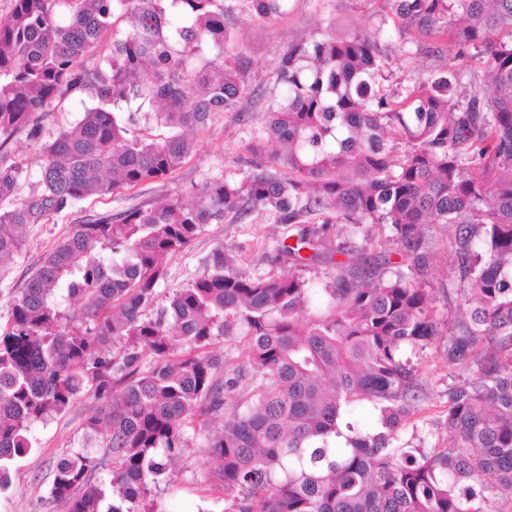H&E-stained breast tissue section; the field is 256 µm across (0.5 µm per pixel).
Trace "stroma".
<instances>
[{
	"mask_svg": "<svg viewBox=\"0 0 512 512\" xmlns=\"http://www.w3.org/2000/svg\"><path fill=\"white\" fill-rule=\"evenodd\" d=\"M377 9L373 0H292L288 13L270 22L240 14L234 20V37L225 45L224 54L243 61L256 82L261 83L271 77L279 56L288 46L315 31L328 16H335L352 28ZM383 49L393 80L410 84L426 77L430 59L414 54L412 48L400 47L395 41L384 44ZM90 102L84 91L58 99L46 111L37 113L36 134L22 129L0 146V157L22 169L18 199H25L37 185L43 144L74 123L83 106ZM266 121L264 101L258 95H250L239 111L216 115L206 129L197 133L193 154L174 173L130 190L119 189L85 199L40 223L27 225L21 253L5 277L0 278V323H7L19 289L74 225L133 208L147 209L162 200L187 202L208 179L241 176L248 169L247 145L251 136ZM285 232L283 225L271 223L262 212L245 222L228 216L222 223L203 225L189 247L169 261L166 275L157 287V306H165L169 296L192 283L218 249L234 255L239 268L248 273L285 272V265L273 249L275 240ZM431 234V257L424 280L435 298L437 319L448 323L455 319L458 310L457 284L446 263L452 229L439 225ZM447 343V337H434L424 351L410 356L417 370L419 398L399 432L400 443L419 437L427 444L440 445L448 437L444 426L448 388L463 383L469 373L448 365L444 357ZM99 407L98 400L85 395L67 412L35 426L36 446L13 466L10 487L0 493V512H65L49 493L54 470L62 458L74 452L89 449L102 454L101 438L86 428L87 420ZM223 422V416L204 411L189 419L185 425L187 446L157 481L149 484L141 501L145 512H224V493L214 484L215 464L208 457L209 439L220 431Z\"/></svg>",
	"mask_w": 512,
	"mask_h": 512,
	"instance_id": "35a3bbf8",
	"label": "stroma"
}]
</instances>
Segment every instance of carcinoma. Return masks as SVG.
<instances>
[{
	"mask_svg": "<svg viewBox=\"0 0 512 512\" xmlns=\"http://www.w3.org/2000/svg\"><path fill=\"white\" fill-rule=\"evenodd\" d=\"M289 2L12 0L0 20V145L57 98L86 91L94 104L43 146L26 200L22 169L0 158V276L25 225L180 168L193 133L254 92L248 68L223 57L228 20H271ZM385 4L399 43L439 61L426 78L389 83L387 18L344 31L330 18L264 85L250 171L204 183L189 204L78 224L43 260L0 325V492L33 427L90 393L105 402L86 423L104 453L61 459L50 494L65 512H142L159 456H179L187 419L223 413L224 387L239 383L207 347L241 336L255 377L210 445L224 512H500L512 493V0ZM261 211L297 226L277 246L288 273L254 276L219 250L146 316L168 259L203 225ZM435 224L453 227L461 297L445 356L470 379L448 390L445 446L399 448L417 393L404 350L444 332L428 289L386 276L390 258L370 249L389 233L421 275ZM336 255L345 260L321 288L295 272ZM363 401L379 411L376 431L341 424Z\"/></svg>",
	"mask_w": 512,
	"mask_h": 512,
	"instance_id": "1",
	"label": "carcinoma"
}]
</instances>
